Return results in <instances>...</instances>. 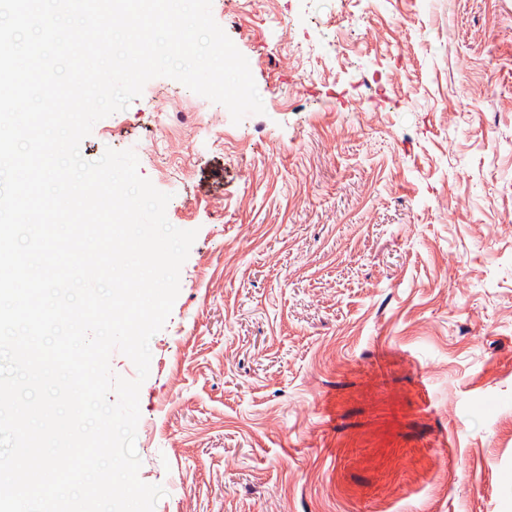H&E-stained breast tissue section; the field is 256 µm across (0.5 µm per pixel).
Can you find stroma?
Returning a JSON list of instances; mask_svg holds the SVG:
<instances>
[{
	"instance_id": "stroma-1",
	"label": "stroma",
	"mask_w": 512,
	"mask_h": 512,
	"mask_svg": "<svg viewBox=\"0 0 512 512\" xmlns=\"http://www.w3.org/2000/svg\"><path fill=\"white\" fill-rule=\"evenodd\" d=\"M212 14L264 114L158 77L80 145L198 232L140 389L155 512H512V0Z\"/></svg>"
}]
</instances>
